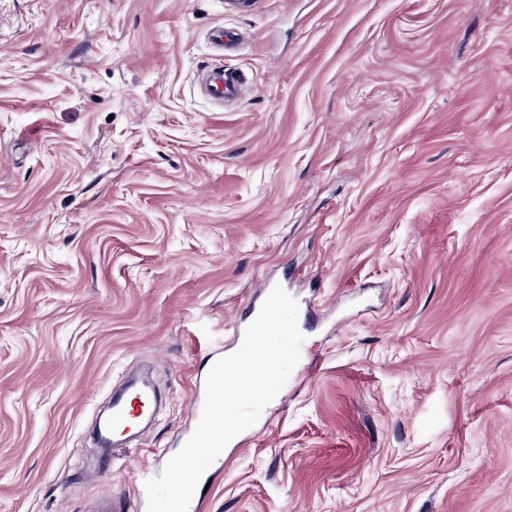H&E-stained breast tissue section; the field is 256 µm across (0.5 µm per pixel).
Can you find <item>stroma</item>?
Wrapping results in <instances>:
<instances>
[{
  "mask_svg": "<svg viewBox=\"0 0 512 512\" xmlns=\"http://www.w3.org/2000/svg\"><path fill=\"white\" fill-rule=\"evenodd\" d=\"M264 282L310 351L204 512H512V0H0V512L138 497ZM203 84L209 95L219 103L237 101L244 91L246 78L243 74L215 67L202 77ZM153 400L152 391L136 382L131 383L124 391L115 393L112 397L111 417L99 427L97 433L99 444L109 446L112 443V430L119 427L126 428L135 413L148 407Z\"/></svg>",
  "mask_w": 512,
  "mask_h": 512,
  "instance_id": "obj_1",
  "label": "stroma"
}]
</instances>
